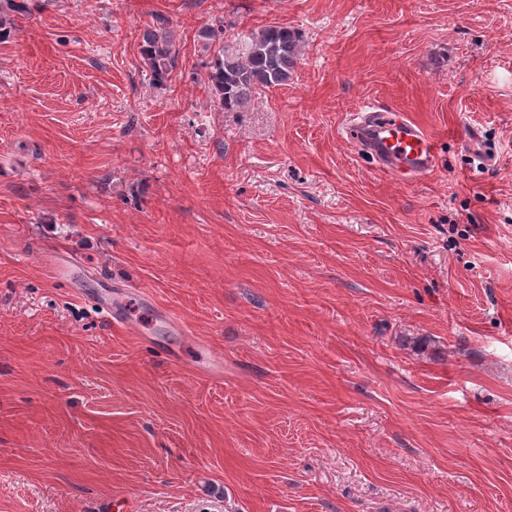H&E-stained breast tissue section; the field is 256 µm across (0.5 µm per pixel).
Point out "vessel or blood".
Wrapping results in <instances>:
<instances>
[{
	"instance_id": "1",
	"label": "vessel or blood",
	"mask_w": 512,
	"mask_h": 512,
	"mask_svg": "<svg viewBox=\"0 0 512 512\" xmlns=\"http://www.w3.org/2000/svg\"><path fill=\"white\" fill-rule=\"evenodd\" d=\"M349 134L368 146L384 168L426 174L435 167L430 138L419 126L403 117L370 112L351 124Z\"/></svg>"
}]
</instances>
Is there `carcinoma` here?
Masks as SVG:
<instances>
[{"label":"carcinoma","mask_w":512,"mask_h":512,"mask_svg":"<svg viewBox=\"0 0 512 512\" xmlns=\"http://www.w3.org/2000/svg\"><path fill=\"white\" fill-rule=\"evenodd\" d=\"M27 11L26 0H0V39L10 37V14ZM200 37L214 47L207 64V88L225 111L241 112L267 89L288 83L301 52L302 33L282 25H268L252 34L242 48L224 44V26H208ZM140 53L154 83L162 85L176 68L178 52L165 19L144 28Z\"/></svg>","instance_id":"cac0c4a2"}]
</instances>
